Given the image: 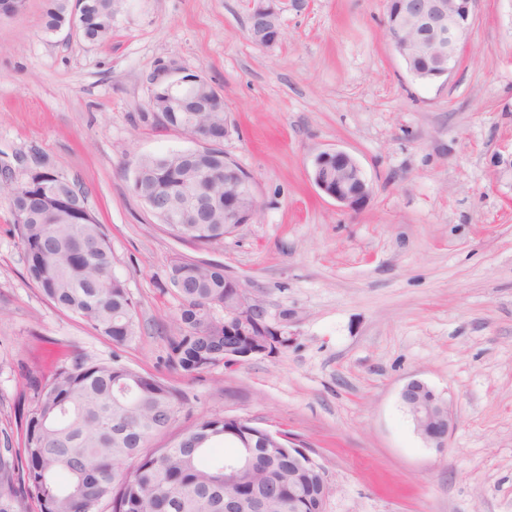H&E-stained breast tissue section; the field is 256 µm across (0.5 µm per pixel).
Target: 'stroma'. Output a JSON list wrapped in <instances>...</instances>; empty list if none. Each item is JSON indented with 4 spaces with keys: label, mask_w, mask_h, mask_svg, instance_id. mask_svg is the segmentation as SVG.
Listing matches in <instances>:
<instances>
[{
    "label": "stroma",
    "mask_w": 512,
    "mask_h": 512,
    "mask_svg": "<svg viewBox=\"0 0 512 512\" xmlns=\"http://www.w3.org/2000/svg\"><path fill=\"white\" fill-rule=\"evenodd\" d=\"M282 43L257 46L249 0H123L91 44L43 29L45 0L0 17V185L44 157L84 193L137 305L115 346L26 277L0 198V431L19 437L28 381L77 355L182 391L165 445L219 412L294 433L327 472V512H512V0H478L457 70L409 76L385 0H282ZM164 65L201 72L234 129L222 147L262 211L218 244L169 234L132 193L135 161L191 145L148 106ZM343 150L371 188L343 208L312 160ZM223 264L290 337L273 358L190 378L164 363L175 258ZM455 420L427 447L399 401L409 379Z\"/></svg>",
    "instance_id": "stroma-1"
}]
</instances>
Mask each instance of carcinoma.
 <instances>
[{
    "instance_id": "cac0c4a2",
    "label": "carcinoma",
    "mask_w": 512,
    "mask_h": 512,
    "mask_svg": "<svg viewBox=\"0 0 512 512\" xmlns=\"http://www.w3.org/2000/svg\"><path fill=\"white\" fill-rule=\"evenodd\" d=\"M116 0H46L43 28L76 27L91 43L112 33ZM160 122L212 147L194 153L144 156L136 162L141 193L178 201L206 170L202 224H169L179 240L218 244L235 227L224 223V113L163 112ZM14 217L26 276L56 308L115 345L139 330L136 305L113 272L112 245L85 197L66 178L25 174L0 188ZM179 308L167 337V364L196 377L224 361V266L177 258L166 273ZM180 392L164 379L87 355L30 383L24 397L21 446L0 432V512H224V483L270 490L266 512H311L321 493L318 472L292 469L290 432L254 437L253 470L226 472L229 456L212 457L224 429L245 426L220 413L200 418L170 445L152 440L175 422Z\"/></svg>"
}]
</instances>
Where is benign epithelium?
I'll use <instances>...</instances> for the list:
<instances>
[{
  "label": "benign epithelium",
  "instance_id": "1",
  "mask_svg": "<svg viewBox=\"0 0 512 512\" xmlns=\"http://www.w3.org/2000/svg\"><path fill=\"white\" fill-rule=\"evenodd\" d=\"M248 31L252 41L270 49L283 39L281 0H251ZM477 0H390L388 9L395 10L400 27L411 33L406 39L401 34L390 35L396 52L404 62L415 59L425 68H408V74L417 80L431 82L447 78L456 70L461 50L468 40L471 19ZM150 95L163 96L170 112L189 111L188 103L199 101L212 105L222 99L217 91L208 97L197 93L188 96L202 85V74L182 68L169 67L160 76L151 78ZM311 180L326 196L348 210L361 208L370 196V186L357 160L340 150L322 151L312 161ZM224 220L227 224H251L261 211L255 183L240 167L224 168ZM228 300L224 302V335L249 336L254 346L242 344L227 346L228 356L238 365L251 357H274L285 347L288 330L267 319L262 304L237 278L224 281ZM400 402L411 414L415 430L431 448L439 451L447 447L453 420L447 403L419 379L407 381L400 391ZM264 494L255 490L243 501H224L225 512L234 508L241 512H262Z\"/></svg>",
  "mask_w": 512,
  "mask_h": 512
}]
</instances>
